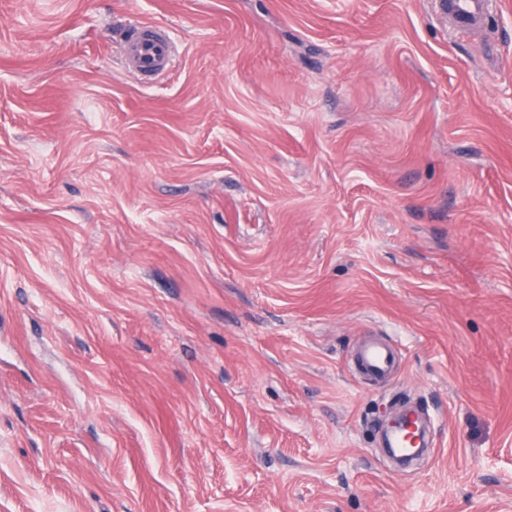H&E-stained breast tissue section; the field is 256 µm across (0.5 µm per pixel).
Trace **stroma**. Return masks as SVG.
<instances>
[{
	"mask_svg": "<svg viewBox=\"0 0 512 512\" xmlns=\"http://www.w3.org/2000/svg\"><path fill=\"white\" fill-rule=\"evenodd\" d=\"M0 512H512V0H0ZM439 2L442 11L448 13L451 20L466 25H481L490 15L488 0H442ZM120 54L128 69L153 78L170 70L176 46L168 28L139 21L125 27ZM395 345L384 338L382 342H368L359 352L363 372L376 381H384L395 371L397 365ZM391 424H395L396 428L406 431V435L410 438L411 442L413 444L417 443L415 427L413 425H411L408 422H405L400 423V425L397 426L396 420H394ZM386 448H388L390 454L394 456H418L421 451L417 444L414 447H410L409 445H407L403 441L402 434L396 429H391L389 431L387 435Z\"/></svg>",
	"mask_w": 512,
	"mask_h": 512,
	"instance_id": "35a3bbf8",
	"label": "stroma"
}]
</instances>
